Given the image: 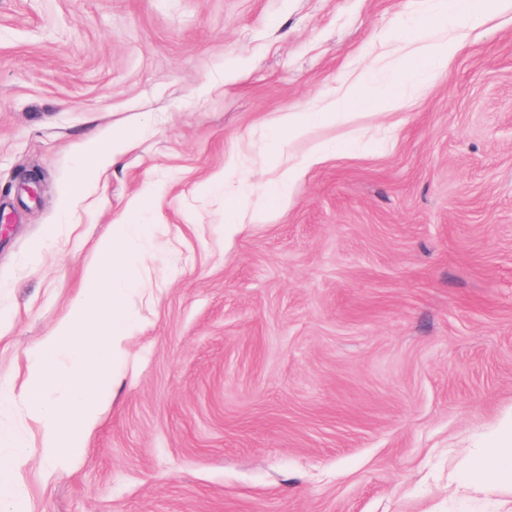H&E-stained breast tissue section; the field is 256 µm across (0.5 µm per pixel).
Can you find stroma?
Masks as SVG:
<instances>
[{
	"mask_svg": "<svg viewBox=\"0 0 512 512\" xmlns=\"http://www.w3.org/2000/svg\"><path fill=\"white\" fill-rule=\"evenodd\" d=\"M430 9L0 0V384L113 218L138 199L153 226L99 423L67 471L22 472L29 512H512L510 485L448 491L512 411V9L456 37ZM421 23L448 64L378 112ZM359 80L347 119L276 146ZM126 127L61 213L83 142ZM320 112H289L284 116L281 122V126L285 127L288 131V140L292 137L301 135L310 127L314 122L319 119L330 118L329 116L322 115Z\"/></svg>",
	"mask_w": 512,
	"mask_h": 512,
	"instance_id": "1",
	"label": "stroma"
}]
</instances>
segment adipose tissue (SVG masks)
Wrapping results in <instances>:
<instances>
[{
	"label": "adipose tissue",
	"mask_w": 512,
	"mask_h": 512,
	"mask_svg": "<svg viewBox=\"0 0 512 512\" xmlns=\"http://www.w3.org/2000/svg\"><path fill=\"white\" fill-rule=\"evenodd\" d=\"M498 2L499 0H433V5L442 25L457 31L481 17ZM418 39L422 43L419 59L402 60L401 67L407 80L422 82L430 79L439 67L447 64L448 44L429 39L424 32L419 34ZM133 139L134 134L130 131L107 141L96 137L88 138L84 143L82 160L63 192V205H70L72 199L81 192L86 180L100 167L113 164L117 157L125 153ZM491 477L500 483L512 482V418L502 422L489 448L456 480L455 490L461 494L481 491Z\"/></svg>",
	"instance_id": "ef3b65f1"
}]
</instances>
